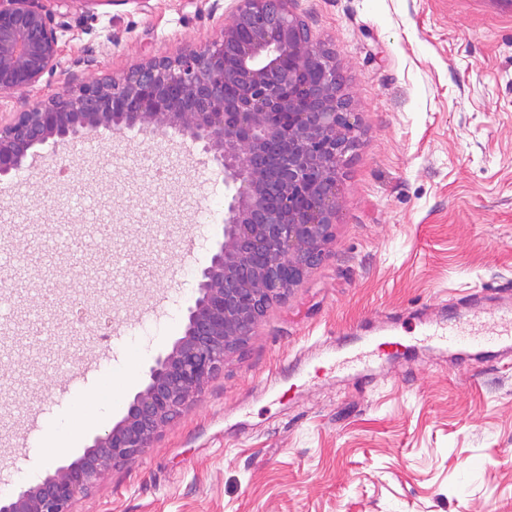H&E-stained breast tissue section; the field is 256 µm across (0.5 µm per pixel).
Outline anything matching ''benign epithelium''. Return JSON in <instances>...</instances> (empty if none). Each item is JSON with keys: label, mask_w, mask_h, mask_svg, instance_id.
Instances as JSON below:
<instances>
[{"label": "benign epithelium", "mask_w": 512, "mask_h": 512, "mask_svg": "<svg viewBox=\"0 0 512 512\" xmlns=\"http://www.w3.org/2000/svg\"><path fill=\"white\" fill-rule=\"evenodd\" d=\"M235 2L212 43L118 78L67 83L0 122V178L28 158L65 168L59 147L133 131L190 141L224 177V240L200 272L183 336L155 357L120 422L79 459L0 497V512H72L105 471L150 447L204 391L331 240L356 144L352 101L292 0ZM64 27L39 0H0V95L28 92L57 69Z\"/></svg>", "instance_id": "1"}]
</instances>
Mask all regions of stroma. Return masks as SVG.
Wrapping results in <instances>:
<instances>
[{
    "mask_svg": "<svg viewBox=\"0 0 512 512\" xmlns=\"http://www.w3.org/2000/svg\"><path fill=\"white\" fill-rule=\"evenodd\" d=\"M233 0H49L68 26L55 72L0 96V116L65 83L118 77L219 39ZM356 105L323 261L276 302L202 396L73 512H512V353L458 370L435 347L289 391L307 358L443 315L512 284V0H292ZM46 199L43 164L0 182V493L80 458L125 415L224 233V181L180 138L94 139ZM47 290L38 334L25 318ZM75 328L65 344L57 324ZM136 367L77 441L37 453L41 423Z\"/></svg>",
    "mask_w": 512,
    "mask_h": 512,
    "instance_id": "1",
    "label": "stroma"
}]
</instances>
